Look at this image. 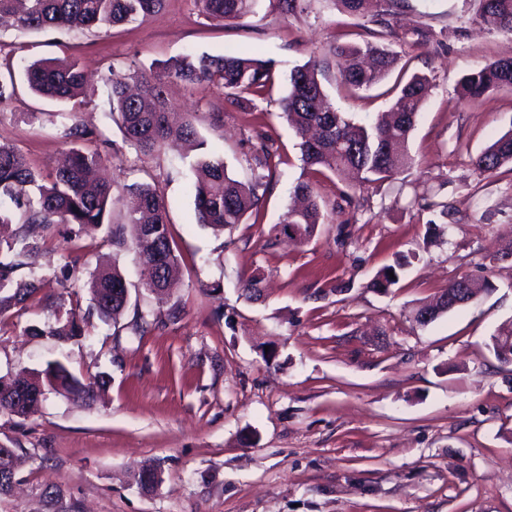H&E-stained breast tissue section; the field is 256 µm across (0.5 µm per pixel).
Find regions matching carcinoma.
Masks as SVG:
<instances>
[{"label":"carcinoma","mask_w":512,"mask_h":512,"mask_svg":"<svg viewBox=\"0 0 512 512\" xmlns=\"http://www.w3.org/2000/svg\"><path fill=\"white\" fill-rule=\"evenodd\" d=\"M165 0H0V19L12 20V26L22 31L56 29L85 32L143 22L164 5ZM256 0H195L208 19L223 24L246 17L253 11ZM339 10L365 18L374 28L361 43L335 41L331 52L342 81L355 90H368L378 85L396 66L398 55L387 47L371 41L391 33L390 19L405 7V0H333ZM476 13L488 28L512 34V0H473ZM19 73L29 88L44 97L59 101L83 94L84 74L72 62L41 59L20 66ZM320 68L309 61L292 69L289 89L281 100V112L287 123L301 138L302 160L310 172L323 175L350 171L359 183L383 182L409 169L414 159L408 153L409 138L426 98L429 79L413 74L400 80L398 92L389 110L371 123L355 122L332 108L319 79ZM270 80L269 62L252 53L226 51L222 54L187 53L176 58L156 61L146 70H123L115 64L108 67L106 83L110 87L112 112L118 113L121 132L126 144L143 153L160 152L170 136L168 116L172 110L165 95L168 84L180 82L187 87L215 85L224 91L227 101L241 103L242 94L260 95ZM512 90V59L497 60L465 73L459 81L461 96L471 102L491 91ZM179 140L189 150L203 148L194 123L181 126ZM62 138L72 145L65 162L44 172L30 166L26 158L12 145L0 141V228L16 224L14 233L0 234V314L25 303L40 290L34 281L19 276L40 252V245L24 234V228L39 224H68L79 235L88 227L103 224L106 213L119 206L121 222L112 225V244H125L132 239L135 261L148 287L158 302L172 287L173 269L178 264L168 230L166 204L159 189L149 183H132L118 187L115 183L94 179L92 172L111 161L112 155L100 148L83 150L82 142H107L99 131L78 123L63 127ZM512 166V131L496 139L474 160L479 174L491 177L505 166ZM195 223L219 233L235 224L258 205L256 186L234 179L215 152L201 155L194 165ZM293 193L302 198L299 208H289L273 226L275 237L303 244L313 237L324 215L315 193L314 183L300 181ZM399 263L381 269L372 287L386 293L398 283ZM126 281L117 266L95 269L88 281L89 310L109 323L117 319L128 300L123 295ZM492 288L487 279L460 277L451 280L441 290L434 304L424 303L429 318L426 326L440 316L474 301ZM82 319L69 312L65 322L45 332L62 340L84 335ZM106 384V376L83 382L63 365L56 364L41 373H20L0 389V411L22 416L17 389L22 388L31 401L48 393H63L90 403L97 390ZM10 468L0 461V496L12 488L10 477L17 476L21 461L11 453Z\"/></svg>","instance_id":"carcinoma-1"}]
</instances>
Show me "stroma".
Instances as JSON below:
<instances>
[{
  "label": "stroma",
  "instance_id": "obj_1",
  "mask_svg": "<svg viewBox=\"0 0 512 512\" xmlns=\"http://www.w3.org/2000/svg\"><path fill=\"white\" fill-rule=\"evenodd\" d=\"M417 26L437 40L399 42ZM391 28L390 48L433 83L409 139L415 163L378 184L319 177L328 221L302 245L272 232L309 177L279 103L291 70L323 61L335 34L359 40L361 19L332 0H307L294 16L278 0H257L247 17L220 25L194 0H167L146 21L107 30L0 34L1 66L59 58L89 78L85 96L65 103L18 85L0 112V139L49 170L66 147L60 113L101 131L117 151L108 177L158 185L180 256L167 302L175 317L135 336L130 323L159 305L132 249L113 247L106 225L78 236L65 224L41 230L43 249L22 274L42 288L0 314V378L58 362L110 382L90 404L53 392L27 415L0 412V447L22 460L0 512H512V365L487 347L512 322V258L500 257L512 238V169L486 178L473 165L512 130V92L470 102L456 91L469 70L512 59V35L485 26L472 0H409ZM233 47L258 49L271 66L252 108L212 85L166 89L177 121L195 123L232 177L265 176L257 209L217 234L194 222L196 152L143 155L124 143L103 76L112 62L146 69ZM320 79L329 103L354 121L387 108L380 89H351L335 65L324 64ZM421 197L448 207L432 243L434 214ZM73 253L83 266H70ZM402 254L410 264L398 283L372 289ZM112 261L129 288L117 322L91 319L78 340L49 336L58 309L86 313L89 275ZM255 274L257 296L244 289ZM463 275L492 287L428 325L413 321L420 302ZM145 463L162 476L150 493L131 479Z\"/></svg>",
  "mask_w": 512,
  "mask_h": 512
}]
</instances>
